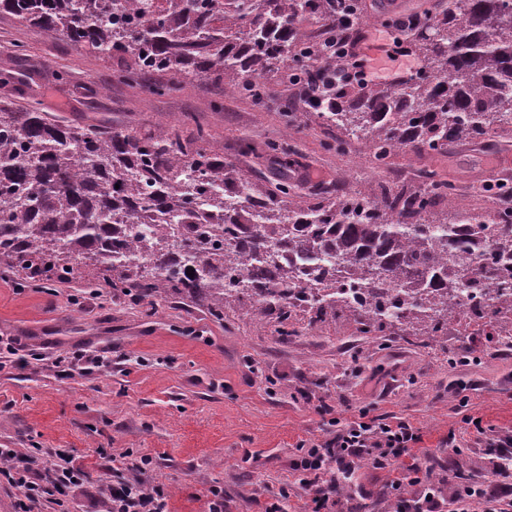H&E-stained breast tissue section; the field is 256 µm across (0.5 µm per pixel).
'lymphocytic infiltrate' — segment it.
<instances>
[{"instance_id":"lymphocytic-infiltrate-1","label":"lymphocytic infiltrate","mask_w":512,"mask_h":512,"mask_svg":"<svg viewBox=\"0 0 512 512\" xmlns=\"http://www.w3.org/2000/svg\"><path fill=\"white\" fill-rule=\"evenodd\" d=\"M420 440L418 430L405 418L362 411L337 427L331 439L302 442L293 469L309 493L310 512H340L336 487L365 461L378 469L398 467L391 483L396 512H472L476 505L482 512H512V484L463 485L444 495L431 470L423 469L413 451ZM153 465L146 455L131 463L128 476L118 477L106 488V512H167V496L151 480ZM0 481L18 493L15 512H55L63 504L62 493L79 486L83 474L59 449L44 459L0 448Z\"/></svg>"}]
</instances>
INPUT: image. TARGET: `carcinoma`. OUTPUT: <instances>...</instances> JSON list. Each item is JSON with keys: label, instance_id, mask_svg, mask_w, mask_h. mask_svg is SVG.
Returning <instances> with one entry per match:
<instances>
[{"label": "carcinoma", "instance_id": "1", "mask_svg": "<svg viewBox=\"0 0 512 512\" xmlns=\"http://www.w3.org/2000/svg\"><path fill=\"white\" fill-rule=\"evenodd\" d=\"M0 12L118 60L116 77L151 94L207 77L258 101L272 73L318 78L312 108L342 133L325 147L362 140L378 167L407 147L512 132V0H449L405 31L421 59L414 74L384 85L356 77L345 96L344 60L319 50L336 0H0ZM303 16L319 20L316 38L297 34ZM154 73L170 80H144ZM192 123L187 135L160 124L112 131L0 98V266L28 276L37 265L64 282L81 265L88 288L190 298L218 322L229 309L256 312L259 296L279 311L282 336L299 311L314 323L348 312L367 332L389 326L425 344L448 334L449 294L512 289V186L482 188L498 200L486 210L448 204L449 219H429L452 183L428 170L420 178L435 192L327 188L307 204L288 182L258 188ZM226 188L259 208L257 224L224 214ZM347 271L353 306L325 285Z\"/></svg>", "mask_w": 512, "mask_h": 512}]
</instances>
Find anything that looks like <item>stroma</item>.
Returning <instances> with one entry per match:
<instances>
[{
    "label": "stroma",
    "instance_id": "stroma-1",
    "mask_svg": "<svg viewBox=\"0 0 512 512\" xmlns=\"http://www.w3.org/2000/svg\"><path fill=\"white\" fill-rule=\"evenodd\" d=\"M440 0H362L369 21L359 31V54L387 41L388 20L434 13ZM23 43L26 55L13 46ZM116 62L79 52L42 28L0 13V73L22 80L0 87L20 105L38 103L67 124L143 131L164 122L182 129L185 113L224 146L225 163L268 186L281 176L312 202L326 188L349 192L386 178L416 180L435 170L458 190L467 208L487 207L472 187L512 171V135L500 133L447 150H403L378 169L364 143L326 150L337 131L314 113L287 110L296 95L276 85L262 104L225 94L222 82L197 78L162 96L117 80ZM290 139L299 154L289 167L266 152ZM252 146L241 150L242 143ZM80 297L71 304L69 295ZM295 335L278 332L277 311L255 320L244 309L214 321L203 307L120 293L102 298L85 288L82 273L41 288L19 278L0 282V336L14 337L25 366L0 372V448L23 453L70 450L86 474L65 495L68 512H104L114 463L148 455L170 512H205L208 490L224 489L228 512H266L273 491L294 482L300 442L331 433L330 419L359 410L396 415L419 428L418 450L434 476L461 472L487 479L495 458L464 438L468 421L512 430V349H476L474 362L452 365L461 342L424 346L381 333L363 334L348 316L310 324L293 320ZM98 351L108 360L91 374L58 372L57 356ZM387 472L363 463L344 512H389L381 491Z\"/></svg>",
    "mask_w": 512,
    "mask_h": 512
}]
</instances>
